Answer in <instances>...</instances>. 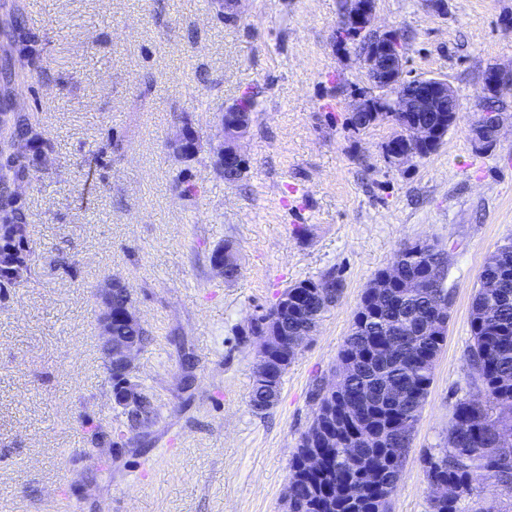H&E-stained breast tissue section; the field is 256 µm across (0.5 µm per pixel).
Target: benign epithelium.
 <instances>
[{
	"mask_svg": "<svg viewBox=\"0 0 512 512\" xmlns=\"http://www.w3.org/2000/svg\"><path fill=\"white\" fill-rule=\"evenodd\" d=\"M375 0H347L346 12L341 26L336 31L340 35L351 33H371L358 54L361 67L369 81L380 95L363 94L351 114L369 113L371 123L380 121L387 112H446L448 125L457 119V97L448 80L438 77H411L406 71V61L401 41L392 30L373 29ZM512 90V69L504 70L493 66L483 75L481 98L498 99ZM224 140L214 151V170L222 178L236 176L244 167L241 142L249 128V113L243 111L239 103L229 106L220 118ZM501 127L497 122L479 120L474 125L475 141L482 145L497 139ZM444 131L441 125H410L406 130L393 128L389 137L392 142L387 154V162L394 169H400L418 157L417 149L436 143ZM198 135L191 123L184 122L179 137L171 144L173 152L181 158H190L197 152ZM129 294L127 284L119 277L109 279L97 289L98 325L102 339V350L109 366L117 368L122 375L119 389L112 392L113 404L123 407L140 398V389L131 380L134 361L144 348L137 336L112 335V319L117 314L128 323H140L132 304L127 302L118 313L113 312L112 295L115 292Z\"/></svg>",
	"mask_w": 512,
	"mask_h": 512,
	"instance_id": "obj_1",
	"label": "benign epithelium"
}]
</instances>
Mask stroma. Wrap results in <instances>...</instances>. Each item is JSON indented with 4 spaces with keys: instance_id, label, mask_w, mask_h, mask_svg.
I'll use <instances>...</instances> for the list:
<instances>
[{
    "instance_id": "obj_1",
    "label": "stroma",
    "mask_w": 512,
    "mask_h": 512,
    "mask_svg": "<svg viewBox=\"0 0 512 512\" xmlns=\"http://www.w3.org/2000/svg\"><path fill=\"white\" fill-rule=\"evenodd\" d=\"M447 3L376 0L375 25L399 32L408 71L447 79L460 103L437 151L397 171L383 154L389 122L343 124L371 88L356 43L336 42L345 0H242L232 26L214 0H17L0 43L29 67L11 93L51 148L17 193L31 280L0 291V512H286L311 389L331 377L375 272L429 241L448 256L450 318L388 504L427 512L424 459L469 389L474 287L512 239V95L491 149L471 132L484 71L512 68V0ZM246 94V169L231 183L212 150L219 114ZM185 117L199 134L189 159L169 147ZM227 240L240 264L230 283L209 262ZM329 271L339 301L275 405L254 412L251 318ZM115 275L150 334L133 380L156 407L120 448L94 297Z\"/></svg>"
}]
</instances>
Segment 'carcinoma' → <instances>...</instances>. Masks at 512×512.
<instances>
[{"label": "carcinoma", "instance_id": "1", "mask_svg": "<svg viewBox=\"0 0 512 512\" xmlns=\"http://www.w3.org/2000/svg\"><path fill=\"white\" fill-rule=\"evenodd\" d=\"M26 106L3 110V122L23 141L40 134L29 122ZM38 166L14 155L0 164V251L15 260L0 269L9 286H25L31 276L26 264L30 224L10 185ZM448 264L440 251L423 258L416 244L399 248L391 264L376 276L392 273L389 288L378 296L364 293L353 315L350 333L337 355V365L350 364L342 390L322 392L315 386L311 424L301 434L289 461L288 512H387L400 478V458L411 446L414 426L434 379L444 337L428 336L425 327L449 317L444 301ZM321 280L332 285V297L316 282L304 280L286 288L288 307L275 303L273 327L288 341L313 332L327 310L335 306L342 283L328 272ZM419 282L420 288L408 284ZM472 343L467 351L471 383L480 393L458 399L453 407L448 440L427 459L429 485L448 487V495L429 494V512H463L462 500L477 486L492 481L512 494V420L494 416L498 406L512 407V241L498 246L483 266L470 305ZM137 333L150 340L148 330L114 319L112 335ZM296 350L282 346L269 356L267 379L254 378L250 406L261 413L278 400L283 377ZM121 412L131 429L155 414L153 398ZM325 456L322 468L307 467L316 451Z\"/></svg>", "mask_w": 512, "mask_h": 512}]
</instances>
